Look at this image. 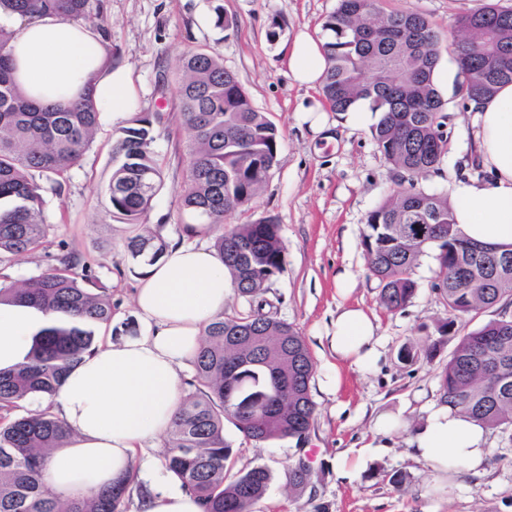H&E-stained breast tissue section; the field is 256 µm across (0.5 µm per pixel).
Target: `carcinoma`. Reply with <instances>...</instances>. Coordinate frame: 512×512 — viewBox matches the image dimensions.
<instances>
[{"label": "carcinoma", "mask_w": 512, "mask_h": 512, "mask_svg": "<svg viewBox=\"0 0 512 512\" xmlns=\"http://www.w3.org/2000/svg\"><path fill=\"white\" fill-rule=\"evenodd\" d=\"M0 16H63L101 33L103 5L91 0H0ZM450 49L457 67L455 95L465 104L512 83V9L488 3L458 19ZM328 67L323 100L339 115L366 103L380 113L371 136L400 177L397 190L366 218L362 243L369 270L380 281L389 310L414 296L415 269L435 250L432 288L448 309L447 328L458 318L496 312L459 337L438 372L440 401L454 413L512 442V249L489 252L461 238L445 195L430 194L418 180L447 153V101L434 73L440 41L431 23L410 11L385 12L381 0H339L323 24ZM0 25V255H21L46 236L39 173L64 190L65 175L83 157L98 124L87 92L68 104H43L23 95L14 81ZM177 92L190 134L189 164L181 206L194 224H209L214 248L249 309L218 316L193 361L194 390L180 402L168 433L166 470L202 512H252L267 493L263 466L234 470L233 444L224 423L259 442L294 438L310 430L314 361L290 324L264 310L262 296L285 269L280 225L272 216L224 229V217L250 204L277 164L279 132L257 111L246 91L215 56L184 54L176 65ZM159 115L139 113L122 130L114 153L107 214L140 224L162 185L161 164L151 150ZM132 259L150 265L166 243L136 234L125 244ZM56 264L18 282L0 285V303L35 306L51 315L35 337L28 360L0 373V512H126L128 485L121 482L86 497L63 500L43 481L49 451L63 447L69 430L47 410L14 414L19 403L53 396L68 372L96 348L93 325L110 326L112 293L99 285L82 257L60 248ZM81 272H76V269ZM231 336L241 340L227 344ZM288 382V402L274 398L269 381ZM289 484L302 491L311 472L298 461Z\"/></svg>", "instance_id": "carcinoma-1"}]
</instances>
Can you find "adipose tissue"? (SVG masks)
Returning <instances> with one entry per match:
<instances>
[{
	"mask_svg": "<svg viewBox=\"0 0 512 512\" xmlns=\"http://www.w3.org/2000/svg\"><path fill=\"white\" fill-rule=\"evenodd\" d=\"M9 52L21 91L43 102L75 100L91 91L99 113L122 117L131 82L104 68L105 50L88 26L64 17L10 19ZM322 40L299 33L288 59L293 78L316 86L326 68ZM474 139L491 183L460 180L451 189L454 222L472 242L512 245V83L473 105ZM208 225L189 224L163 256L147 267L135 304L150 329L146 335L100 345L66 376L50 401L69 429L68 443L54 450L45 480L57 494L79 498L134 472L138 453L167 432L181 400L180 369L199 352L206 327L225 306L232 281L206 241ZM34 308L0 303V369L22 363L33 335L46 323ZM337 357L368 370L380 357L375 318L342 307L327 334ZM378 431L409 430L411 455L438 476L480 475L488 455L486 429L429 406L415 427L377 416Z\"/></svg>",
	"mask_w": 512,
	"mask_h": 512,
	"instance_id": "ef3b65f1",
	"label": "adipose tissue"
}]
</instances>
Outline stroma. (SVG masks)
<instances>
[{
    "mask_svg": "<svg viewBox=\"0 0 512 512\" xmlns=\"http://www.w3.org/2000/svg\"><path fill=\"white\" fill-rule=\"evenodd\" d=\"M487 0H383L385 11H414L426 17L442 45L459 36L457 20ZM107 45L113 68L126 69L132 84L130 113L162 115L154 124L152 150L163 170V186L154 196L143 228L164 241L178 237L188 216L180 207L185 182L188 133L176 95L175 65L185 51L204 50L218 57L246 90L252 105L279 130L277 164L260 196L231 214L228 225L273 216L280 226L286 266L264 294L277 318L304 337L315 362L310 394L316 405L305 444L287 438L269 442L246 439L233 425L224 435L236 451L239 469L267 467L271 482L252 512H512V442L500 431L488 433L490 460L482 477L441 484L410 456L404 435L384 436L374 420L382 414L419 422L439 395L438 372L455 347V337L469 324L456 321L452 337L427 358L428 340L448 313L432 282L433 256L422 258L414 278L417 290L401 310L388 311L378 279L368 269L362 235L370 211L395 188L394 175L378 152L370 128L349 116L325 111V129L312 132L300 120V109L321 103L320 89L294 80L288 52L302 31L324 38L322 25L338 0H103ZM222 4L233 28L217 26L214 4ZM437 87L448 102V151L438 170L419 181L420 188L446 194L459 179L491 181L478 162L471 137L473 114L454 95L456 66L441 55ZM122 123L102 115L92 143L67 174L62 194L43 192L44 217L50 229L43 245L0 263V278L17 280L53 263L60 246L78 252L100 283L112 292L111 327L146 324L134 297L144 273L124 249L120 219L107 215L105 190L114 168L113 147ZM353 305L372 313L383 340L374 368L358 370L337 362L326 349L325 330L338 306ZM111 327L95 330L97 341L111 336ZM413 344V360L399 358ZM383 445L382 453L368 445ZM164 439L149 443L137 468L135 487L173 490L177 481L164 466ZM305 458L312 480L301 492L290 491L288 467ZM355 464L352 478L336 471V462ZM404 481L394 487L393 474Z\"/></svg>",
    "mask_w": 512,
    "mask_h": 512,
    "instance_id": "35a3bbf8",
    "label": "stroma"
}]
</instances>
